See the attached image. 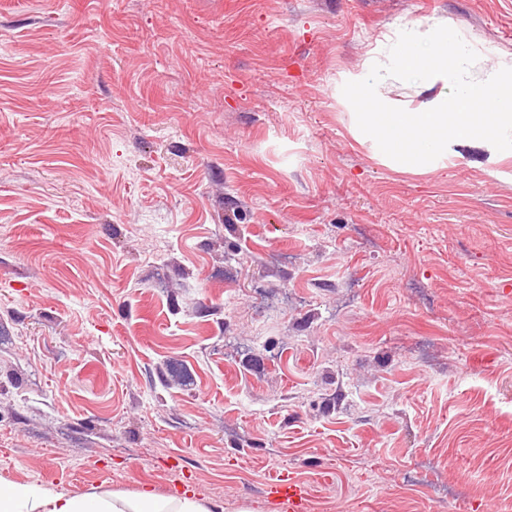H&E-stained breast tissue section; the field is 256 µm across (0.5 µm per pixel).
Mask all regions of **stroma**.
I'll return each mask as SVG.
<instances>
[{
	"mask_svg": "<svg viewBox=\"0 0 512 512\" xmlns=\"http://www.w3.org/2000/svg\"><path fill=\"white\" fill-rule=\"evenodd\" d=\"M440 25L512 61V0H0V480L512 512V156L342 94ZM268 498L288 504L290 512H305L308 509V491L301 484L285 478H277L267 483Z\"/></svg>",
	"mask_w": 512,
	"mask_h": 512,
	"instance_id": "obj_1",
	"label": "stroma"
}]
</instances>
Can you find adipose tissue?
<instances>
[{
  "label": "adipose tissue",
  "mask_w": 512,
  "mask_h": 512,
  "mask_svg": "<svg viewBox=\"0 0 512 512\" xmlns=\"http://www.w3.org/2000/svg\"><path fill=\"white\" fill-rule=\"evenodd\" d=\"M0 512H222L194 496H167L151 490L65 492L33 483L0 481Z\"/></svg>",
  "instance_id": "ef3b65f1"
}]
</instances>
